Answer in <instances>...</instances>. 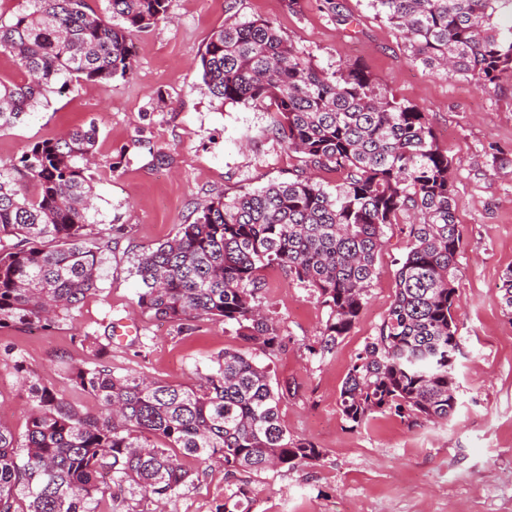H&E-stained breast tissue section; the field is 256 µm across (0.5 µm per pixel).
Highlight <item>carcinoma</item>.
I'll list each match as a JSON object with an SVG mask.
<instances>
[{
    "mask_svg": "<svg viewBox=\"0 0 512 512\" xmlns=\"http://www.w3.org/2000/svg\"><path fill=\"white\" fill-rule=\"evenodd\" d=\"M33 10L0 23V55L28 76L0 79V131L24 121L52 88L110 81L133 67V39L168 18L170 0H108V17L86 0H26ZM227 19L200 55L202 80L219 104L273 107L280 144L301 155L286 182L210 199L191 224L138 256L137 305L180 324L206 317L232 329L240 347L211 359L197 387L112 371L111 337L86 335L99 362L69 370L93 396L89 414L45 388L20 438L0 425V512H98L108 497L126 512L175 497L192 480L182 457L217 458L225 475L293 468L321 457L288 435L260 357L280 346L277 322L256 300L260 273L287 270L317 293L328 319L317 346L336 348L364 308L384 228L411 214L410 244L395 299L377 336L349 368L339 410L352 427L376 414L411 425L456 410L458 257L452 160L427 115L390 96L361 65L327 71L288 43L274 23ZM430 70L483 86L512 68V41L494 23L512 0H373ZM97 129L34 143L0 168V328L48 329L97 290L113 238L89 220ZM338 176L334 190L312 171ZM246 483L222 512H249Z\"/></svg>",
    "mask_w": 512,
    "mask_h": 512,
    "instance_id": "carcinoma-1",
    "label": "carcinoma"
}]
</instances>
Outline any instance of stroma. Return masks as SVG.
I'll return each mask as SVG.
<instances>
[{
  "label": "stroma",
  "mask_w": 512,
  "mask_h": 512,
  "mask_svg": "<svg viewBox=\"0 0 512 512\" xmlns=\"http://www.w3.org/2000/svg\"><path fill=\"white\" fill-rule=\"evenodd\" d=\"M338 2L340 22L323 0L291 9L284 0H242L240 10L273 21L321 67L364 66L397 100L426 112L447 150L464 236L455 280L456 411L413 428L382 415L354 428L339 410L348 370L394 300L397 261L409 245L405 215L386 228L362 314L332 354L310 351L328 318L316 294L284 269L261 273L258 296L283 336L263 359L273 387L287 392L281 421L291 436L313 442L320 459L232 479L217 461L186 459L198 478L162 512H219L235 481L248 483L251 512H512V310L500 289L512 269V72L482 87L431 71L372 0ZM224 20V0H170L168 19L136 36L128 75L47 93L21 124L0 132L6 167L36 141L95 125L91 215L117 240L97 291L70 320L48 330L0 329V424L15 432L26 429L34 383L95 411L65 374L66 366L96 363L85 334L128 326L129 335L112 342L113 370L171 384H196L211 358L237 346L222 323L193 320L180 330L144 315L135 274L138 255L193 222L198 204L288 180L298 166L274 136L270 109L219 105L203 85L200 55ZM138 138L170 154L172 165L153 164L150 150L135 147ZM16 359L26 373L14 370Z\"/></svg>",
  "instance_id": "35a3bbf8"
}]
</instances>
